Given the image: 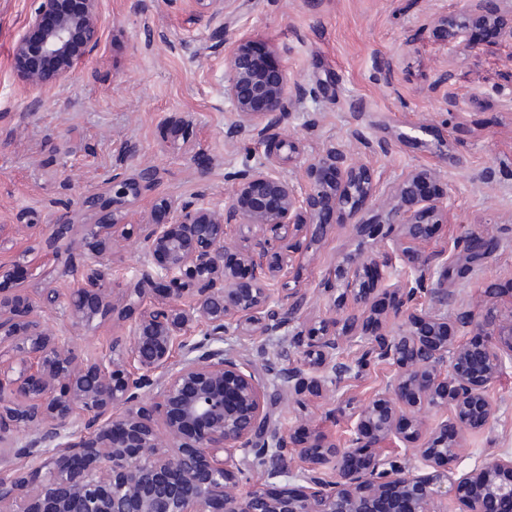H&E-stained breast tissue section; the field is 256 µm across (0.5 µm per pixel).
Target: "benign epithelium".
<instances>
[{
	"mask_svg": "<svg viewBox=\"0 0 512 512\" xmlns=\"http://www.w3.org/2000/svg\"><path fill=\"white\" fill-rule=\"evenodd\" d=\"M81 2L71 11L61 0H33L14 64L33 56L57 67L20 69L30 86L65 80L99 44L97 0ZM503 2L464 0L459 16L435 20L454 47L470 50L478 25L501 30ZM249 48L240 40L226 50L224 97L237 115L232 134L265 139L288 124L307 90L288 88L284 72L270 76ZM422 133L421 125L407 126L397 139L418 145ZM438 174L435 166L415 167L382 194L352 152L329 143L303 164L304 188L265 165L246 166L228 176L232 191L222 206L210 197L204 168L192 196L158 200L171 221L143 226L141 267L125 288L112 287L116 215L128 196L156 190V169L112 178L95 223L76 230L68 217L56 219L45 242L57 255L80 257L66 269L77 286L64 296L54 288L35 298L0 295V512H372L382 492L392 495L389 512H448L453 493L468 501V512H512V458L489 456L457 478L450 468L461 430H482L495 418L486 389L512 363V310L457 315L460 327L500 342H451L448 271L463 254L491 262L496 246L470 232L460 248L420 251L448 223L451 196L421 190ZM366 209L389 225L391 246L325 276L324 292L339 286L352 304L308 322V295L274 282L287 279L292 259L326 227V213L338 224H367ZM234 230L249 245L230 263ZM399 264L404 276L389 284L396 329L376 333L362 279ZM126 301L143 312L102 356H77L47 322L61 313L79 328L99 315L122 316ZM226 336H284L300 357L260 370L224 348ZM356 339L359 359L342 361L343 345ZM378 361L398 374L350 415L345 440L306 448L273 423L276 403L333 396L355 370ZM445 408L450 414L422 439V414ZM19 455L32 465L12 467ZM297 457L306 463L300 489L273 495L246 485V462L263 467L273 485Z\"/></svg>",
	"mask_w": 512,
	"mask_h": 512,
	"instance_id": "1",
	"label": "benign epithelium"
}]
</instances>
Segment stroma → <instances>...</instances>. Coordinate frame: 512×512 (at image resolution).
Returning a JSON list of instances; mask_svg holds the SVG:
<instances>
[{"instance_id":"obj_1","label":"stroma","mask_w":512,"mask_h":512,"mask_svg":"<svg viewBox=\"0 0 512 512\" xmlns=\"http://www.w3.org/2000/svg\"><path fill=\"white\" fill-rule=\"evenodd\" d=\"M33 0H0V270L17 264L40 268L36 279L0 277V293L69 288L74 276L42 244L45 225L70 211L77 223L95 214L83 197L107 194L113 176L132 177L154 167L155 193L129 198L118 227L120 246L112 279L130 282L138 269L140 227L168 223L158 198L179 200L197 188L208 168L213 200H227L229 173L267 164L302 182L301 164L328 142L345 145L388 187L404 169L438 165L439 195H451L448 221L427 245L450 246L476 229L493 237V262L453 275L449 315L482 313L489 304L512 308V103L497 94L512 83V33L455 50L434 16L454 14L460 0H228L223 14L198 0H98L100 43L88 62L64 81L30 87L13 62ZM249 41L267 51L289 83L306 87L288 125L267 141L229 137L236 116L224 97V45ZM465 97L462 109L442 116L440 99ZM427 128L426 147L396 140L400 126ZM386 140L384 152H366L363 141ZM387 225H330L289 269L290 287L316 293L323 275L381 248ZM141 309L120 320L95 319L72 328L65 317L49 324L68 336L82 356L108 352L113 337L133 326ZM398 369L371 364L338 391L358 407L383 391ZM498 413L481 431H463L454 464L465 473L489 454L512 455V368L488 392ZM329 400L308 396L303 410L280 405L275 420L287 429L306 425L308 436L344 439L348 415L325 419Z\"/></svg>"}]
</instances>
